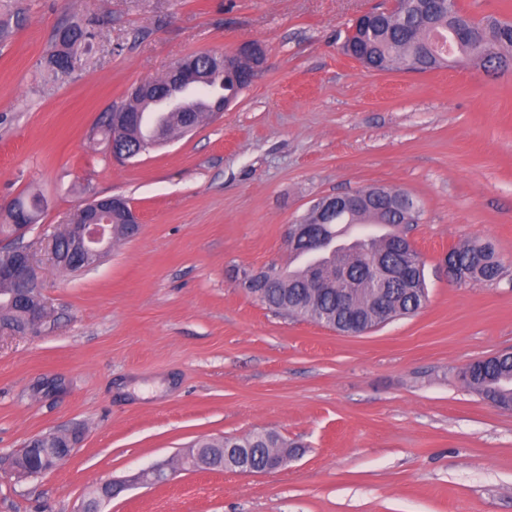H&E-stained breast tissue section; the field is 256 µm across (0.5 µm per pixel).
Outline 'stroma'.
<instances>
[{
    "mask_svg": "<svg viewBox=\"0 0 512 512\" xmlns=\"http://www.w3.org/2000/svg\"><path fill=\"white\" fill-rule=\"evenodd\" d=\"M392 0H0V216L32 194L25 236L49 316L0 331V512H512V411L457 370L512 352V71L470 64L374 72L344 55L355 18ZM97 37L72 77L43 62L62 22ZM257 43L266 64L222 116L130 160L94 135L137 83L181 58ZM410 194L408 236L429 291L415 314L360 335L277 315L239 287L286 265L288 224L322 197ZM120 196L142 232L78 272L47 237L79 204ZM490 243L493 282H452L448 250ZM80 434L38 476L33 436ZM273 431L287 469L137 477L203 438Z\"/></svg>",
    "mask_w": 512,
    "mask_h": 512,
    "instance_id": "obj_1",
    "label": "stroma"
}]
</instances>
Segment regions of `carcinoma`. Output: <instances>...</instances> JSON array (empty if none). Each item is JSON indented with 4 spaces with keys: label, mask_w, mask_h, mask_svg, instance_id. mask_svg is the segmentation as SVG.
<instances>
[{
    "label": "carcinoma",
    "mask_w": 512,
    "mask_h": 512,
    "mask_svg": "<svg viewBox=\"0 0 512 512\" xmlns=\"http://www.w3.org/2000/svg\"><path fill=\"white\" fill-rule=\"evenodd\" d=\"M411 2V14L404 17L394 10L367 36L365 68L380 70L383 63L389 60L390 68L396 69L407 58L415 55L421 56L426 69L436 68L431 31L436 29L446 34L450 25L469 32L467 44H488L494 49V54L483 66L496 71L512 68L511 21L491 17L478 20L460 6L450 16L448 10L440 8L437 2L429 9L425 8L422 0ZM93 38L95 32L89 25L68 23L56 29L54 50L46 60L55 79L65 81L71 77L75 53ZM206 85L210 91L203 100L186 102L184 112L166 113L158 125V128L165 129L163 139L172 140L173 133L187 135L190 133L189 127L196 128L207 120L215 119L224 111V100L233 99L242 91L234 78L218 70L207 73ZM120 107L137 118V121L126 127L121 148L126 158L131 159L153 148V138L144 133V116L147 110L155 107V103L146 90L140 94H129ZM409 199L411 196L402 191L382 188L380 194L369 198L365 207L356 212L355 222L364 224L375 214L394 222L401 218V202ZM19 203L28 212L27 219L33 224L37 223L42 213L40 196L35 195L28 202L21 199ZM391 246L389 232L386 231L377 241L357 243L348 249L315 256L296 253L294 258L306 259L310 265L288 270L269 267V271L256 281V300L267 309L292 319L311 321L346 333L350 325L345 315L336 309V293L348 294L356 303L354 318L358 323V332H365L387 322V319L377 315L372 306L379 294L376 273L373 270L363 271L361 264L373 262L380 257L399 259L400 255L391 252ZM449 255L456 260L459 271L469 281L491 282L500 276L501 264L488 243L467 240L449 250ZM318 281L325 282L327 287L317 292L313 285ZM394 292L397 293L395 315H408L419 310L428 298L424 264L417 262L411 279L400 283ZM33 300L34 296L26 295L21 284L0 276V326L22 330L27 323ZM459 379L471 391L480 395L496 393L501 405L512 407L511 353H501L477 363L471 367L469 374L461 375ZM224 444L253 449L252 462L258 471L271 465L276 449L288 447V441L274 432L226 437ZM15 467L22 472L38 474L40 457L34 448L26 447L22 449Z\"/></svg>",
    "instance_id": "cac0c4a2"
}]
</instances>
